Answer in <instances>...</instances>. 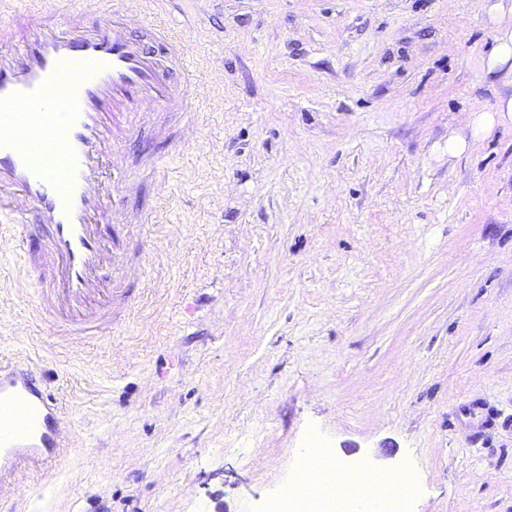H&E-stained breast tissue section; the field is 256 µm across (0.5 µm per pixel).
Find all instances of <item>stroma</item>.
I'll use <instances>...</instances> for the list:
<instances>
[{
  "label": "stroma",
  "mask_w": 512,
  "mask_h": 512,
  "mask_svg": "<svg viewBox=\"0 0 512 512\" xmlns=\"http://www.w3.org/2000/svg\"><path fill=\"white\" fill-rule=\"evenodd\" d=\"M485 0H156L204 83L127 240L111 333L64 342L0 246V363L44 357L73 455L14 512H270L314 449L407 512H512V128L448 153Z\"/></svg>",
  "instance_id": "stroma-1"
}]
</instances>
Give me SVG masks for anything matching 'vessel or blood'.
<instances>
[{
  "mask_svg": "<svg viewBox=\"0 0 512 512\" xmlns=\"http://www.w3.org/2000/svg\"><path fill=\"white\" fill-rule=\"evenodd\" d=\"M25 17L22 39L0 31V240L59 336H100L134 272L112 231L151 223L149 142L173 140L168 114L194 122L201 83L164 25L131 28L121 10L63 21L44 0ZM53 381L34 359L0 364V490L47 479L73 447Z\"/></svg>",
  "mask_w": 512,
  "mask_h": 512,
  "instance_id": "b4317fda",
  "label": "vessel or blood"
}]
</instances>
